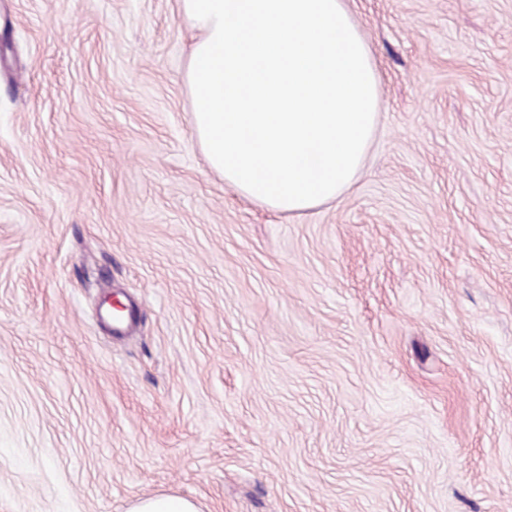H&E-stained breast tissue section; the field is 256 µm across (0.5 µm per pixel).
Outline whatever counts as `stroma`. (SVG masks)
Returning <instances> with one entry per match:
<instances>
[{
  "mask_svg": "<svg viewBox=\"0 0 512 512\" xmlns=\"http://www.w3.org/2000/svg\"><path fill=\"white\" fill-rule=\"evenodd\" d=\"M348 5L376 134L291 218L207 168L178 0H0V512H512V0ZM130 512H198L194 503L175 495H157L136 504Z\"/></svg>",
  "mask_w": 512,
  "mask_h": 512,
  "instance_id": "stroma-1",
  "label": "stroma"
}]
</instances>
